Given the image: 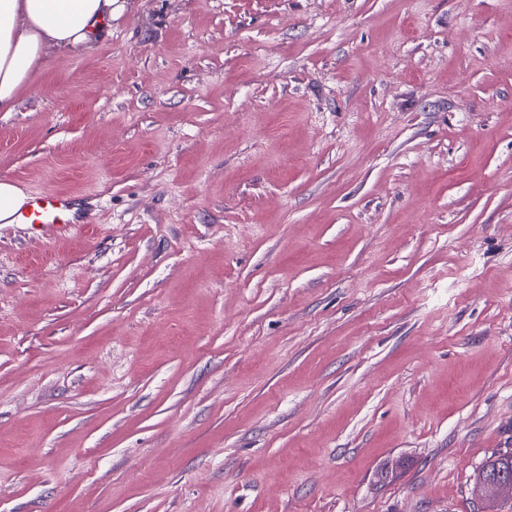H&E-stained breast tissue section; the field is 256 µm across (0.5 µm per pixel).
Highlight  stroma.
Masks as SVG:
<instances>
[{"label":"stroma","instance_id":"obj_1","mask_svg":"<svg viewBox=\"0 0 512 512\" xmlns=\"http://www.w3.org/2000/svg\"><path fill=\"white\" fill-rule=\"evenodd\" d=\"M0 179V512H512V0H136ZM28 199L12 182L0 180V223L16 224V216L27 205ZM72 198L56 191L30 193L27 208L21 212L27 224H59L69 229ZM512 475V452L498 454L489 459L477 472L476 480H487L501 474ZM477 490L481 496L491 500L509 501L512 503V479L501 477L495 480L480 481Z\"/></svg>","mask_w":512,"mask_h":512}]
</instances>
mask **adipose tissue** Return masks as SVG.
I'll list each match as a JSON object with an SVG mask.
<instances>
[{
    "label": "adipose tissue",
    "instance_id": "1",
    "mask_svg": "<svg viewBox=\"0 0 512 512\" xmlns=\"http://www.w3.org/2000/svg\"><path fill=\"white\" fill-rule=\"evenodd\" d=\"M133 0H0V112L55 53L86 54L111 33Z\"/></svg>",
    "mask_w": 512,
    "mask_h": 512
}]
</instances>
